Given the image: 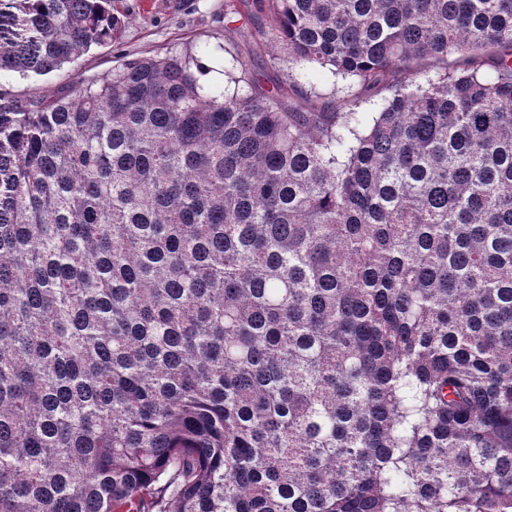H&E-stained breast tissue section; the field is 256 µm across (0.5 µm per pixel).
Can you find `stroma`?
Returning a JSON list of instances; mask_svg holds the SVG:
<instances>
[{
  "mask_svg": "<svg viewBox=\"0 0 512 512\" xmlns=\"http://www.w3.org/2000/svg\"><path fill=\"white\" fill-rule=\"evenodd\" d=\"M114 6L124 21L116 40L48 75H11L6 89L52 98L112 71L122 59L167 53L195 55L203 68L201 83L226 86L224 56L241 37L224 29V0H115Z\"/></svg>",
  "mask_w": 512,
  "mask_h": 512,
  "instance_id": "1",
  "label": "stroma"
}]
</instances>
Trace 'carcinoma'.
Segmentation results:
<instances>
[{"label":"carcinoma","instance_id":"obj_1","mask_svg":"<svg viewBox=\"0 0 512 512\" xmlns=\"http://www.w3.org/2000/svg\"><path fill=\"white\" fill-rule=\"evenodd\" d=\"M119 24L0 0V78ZM224 26L231 91L0 88V512H512V0ZM281 51L351 109L251 70ZM303 90L309 93L328 94L336 87V79L327 70L312 71L309 81L301 82Z\"/></svg>","mask_w":512,"mask_h":512}]
</instances>
